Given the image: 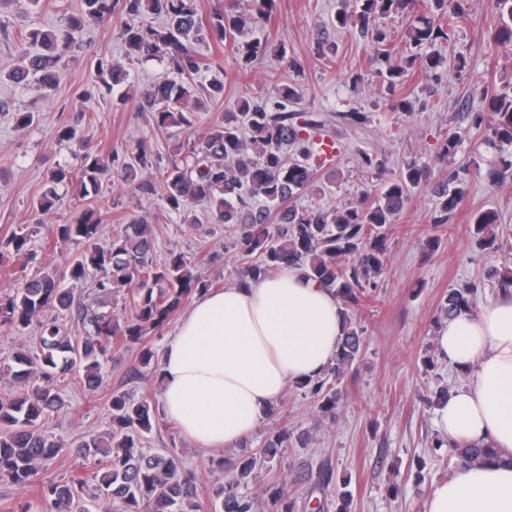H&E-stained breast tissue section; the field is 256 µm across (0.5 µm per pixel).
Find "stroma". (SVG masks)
<instances>
[{"label":"stroma","instance_id":"1","mask_svg":"<svg viewBox=\"0 0 512 512\" xmlns=\"http://www.w3.org/2000/svg\"><path fill=\"white\" fill-rule=\"evenodd\" d=\"M80 2L43 0L39 13L32 14L19 12L5 0L0 5V67L13 63L20 33L34 26L53 27L59 4L76 10ZM343 3L357 5L356 0H275L269 24L257 32L269 42L266 55L244 68L232 52H225L223 105L199 113L195 130L204 133L238 101L267 97L273 84L289 82L301 95V109L320 113L334 141V154L324 162L321 193L303 194L300 206L331 209L375 193L376 181L362 166L366 154L390 173L408 163L428 166V184L412 190L409 203L388 229L382 274L363 305L349 311L353 323L364 331V344L339 385L341 401L335 416L318 412L310 396L292 384L278 402V415L263 417L247 439L249 449H259L283 424L295 437L288 458L272 466L257 463L254 494H261L275 478H284L297 512H314L318 506L323 512H339V496L322 492L329 476L334 486L347 487L350 512H421L432 486L449 475L430 446L440 431L426 399L437 386L456 388L469 380L468 373L444 359H436L430 372L423 365L425 355L434 351L439 303L449 289L512 268V178L496 185L487 180L486 171L499 150L465 133L463 118L464 113L484 111L481 90L486 83L512 82V46L495 44L499 27L495 0H468L466 19L453 24L448 40L437 44L445 58L443 67L432 73L410 70L405 83L392 91L383 76L390 63L413 54L406 29L416 20L417 10L381 19L391 38L389 53L382 56L356 30L333 28L331 19ZM125 21L116 13L86 23L61 63L54 91L41 89L35 81L24 89L0 82V231L29 227L33 257L26 275L64 268L78 251L77 245L51 240L53 226L80 210L72 192L61 191L56 206L46 213L34 210L33 204L50 170L75 164L79 142L105 156L112 150H131L144 140L152 143L157 162H168L167 137L153 127L149 113L137 111L132 103L106 104L92 92L97 57L129 63L120 37ZM321 34L339 46L334 64L317 57L315 43ZM290 58L300 61L301 69L287 67ZM129 65L141 92L166 73L164 65L155 61ZM356 74L362 78L357 85L352 82ZM399 94L409 96L410 112L391 111L390 104ZM18 110L36 112L37 123L27 129L16 127L12 114ZM354 111L366 113V122L349 123L345 115ZM65 125L74 129L75 139L57 142L56 131ZM459 128L464 134L457 154L446 164H435L448 130ZM464 168L469 171L464 200L447 224L434 225L436 188ZM93 204L107 216L102 242L121 234L130 217H140L154 226L157 260L181 254L218 284L238 281V250L223 225L188 224L176 215L162 220L161 196L139 197L117 174ZM485 210L499 214L497 243L492 248L481 247L471 231L474 215ZM430 237L440 240L432 252L425 247ZM136 353L133 345L113 351L93 404L81 377L68 375L62 391L66 406L46 420V429L67 444L87 433L105 432L109 427L105 400L115 390L148 397L152 405H159L160 370L135 374ZM147 445L177 455L182 467L196 474L201 499H208L214 483L225 479L210 469L212 451L183 437L170 418H163L161 433L150 435Z\"/></svg>","mask_w":512,"mask_h":512}]
</instances>
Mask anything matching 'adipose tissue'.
Wrapping results in <instances>:
<instances>
[{
    "label": "adipose tissue",
    "instance_id": "ef3b65f1",
    "mask_svg": "<svg viewBox=\"0 0 512 512\" xmlns=\"http://www.w3.org/2000/svg\"><path fill=\"white\" fill-rule=\"evenodd\" d=\"M343 330L337 295L293 268L201 293L165 342L162 409L196 446L236 447L289 383L322 373ZM435 352L472 371L436 409L442 434L502 458L459 466L422 512H512V290L443 323Z\"/></svg>",
    "mask_w": 512,
    "mask_h": 512
}]
</instances>
